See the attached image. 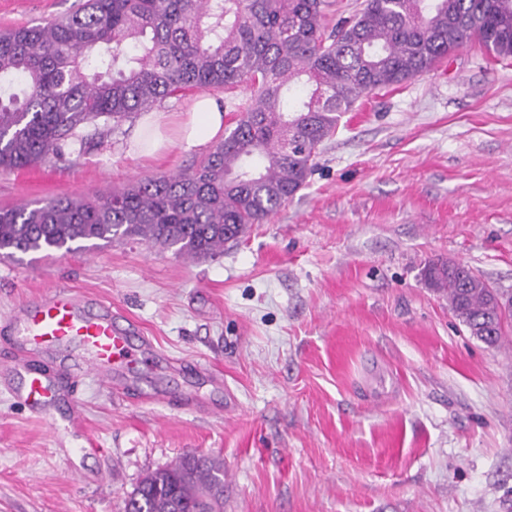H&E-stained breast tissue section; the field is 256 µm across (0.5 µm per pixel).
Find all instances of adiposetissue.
I'll return each instance as SVG.
<instances>
[{
	"mask_svg": "<svg viewBox=\"0 0 512 512\" xmlns=\"http://www.w3.org/2000/svg\"><path fill=\"white\" fill-rule=\"evenodd\" d=\"M225 116L223 101L207 95L197 97L187 111L172 117L143 113L127 151L136 157H153L174 144L187 151L203 148L223 133Z\"/></svg>",
	"mask_w": 512,
	"mask_h": 512,
	"instance_id": "adipose-tissue-1",
	"label": "adipose tissue"
}]
</instances>
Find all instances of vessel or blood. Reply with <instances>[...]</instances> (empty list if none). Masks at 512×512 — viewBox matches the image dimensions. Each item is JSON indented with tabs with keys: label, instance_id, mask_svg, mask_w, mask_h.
<instances>
[{
	"label": "vessel or blood",
	"instance_id": "1",
	"mask_svg": "<svg viewBox=\"0 0 512 512\" xmlns=\"http://www.w3.org/2000/svg\"><path fill=\"white\" fill-rule=\"evenodd\" d=\"M7 321L16 339L14 354L7 364L24 375L21 399L30 407L41 408L59 396L55 383L46 375L31 371L30 358L62 346L82 351L87 371L104 383L112 381V364L134 357L138 350L151 348L149 338L134 340L133 325L121 324L111 311L93 312L71 290L57 288L40 295Z\"/></svg>",
	"mask_w": 512,
	"mask_h": 512
}]
</instances>
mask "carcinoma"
<instances>
[{
    "label": "carcinoma",
    "mask_w": 512,
    "mask_h": 512,
    "mask_svg": "<svg viewBox=\"0 0 512 512\" xmlns=\"http://www.w3.org/2000/svg\"><path fill=\"white\" fill-rule=\"evenodd\" d=\"M331 0H85L0 31V171L47 162L168 98L243 86L235 126L197 164L95 200L0 208V255L133 239L206 259L292 199L360 100L432 70L477 36L512 58V0H365L332 30ZM429 287L471 336L504 335L512 295L431 260ZM124 512H224V462L186 453L147 474Z\"/></svg>",
    "instance_id": "carcinoma-1"
}]
</instances>
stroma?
<instances>
[{"label": "stroma", "mask_w": 512, "mask_h": 512, "mask_svg": "<svg viewBox=\"0 0 512 512\" xmlns=\"http://www.w3.org/2000/svg\"><path fill=\"white\" fill-rule=\"evenodd\" d=\"M80 2L0 0V30ZM134 129L0 171V207L201 157H134ZM437 259L512 291V59L475 40L345 113L306 185L216 257L136 239L0 257V315L65 287L155 346L137 392L74 370L77 403L48 419L0 370V512H122L186 452L223 461L224 512H512V343L470 335L424 281Z\"/></svg>", "instance_id": "stroma-1"}]
</instances>
